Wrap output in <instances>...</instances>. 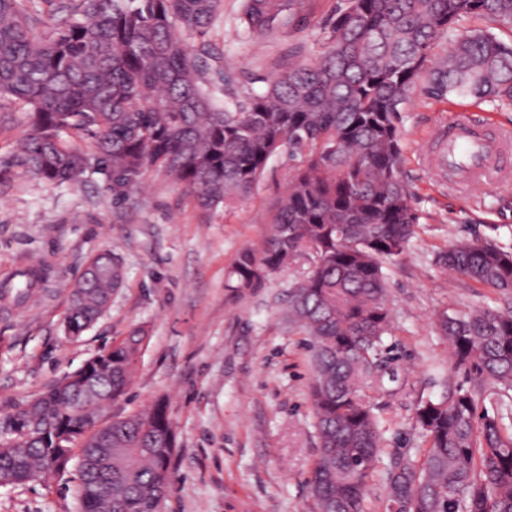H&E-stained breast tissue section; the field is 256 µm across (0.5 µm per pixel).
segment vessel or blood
Segmentation results:
<instances>
[{"instance_id": "b4317fda", "label": "vessel or blood", "mask_w": 512, "mask_h": 512, "mask_svg": "<svg viewBox=\"0 0 512 512\" xmlns=\"http://www.w3.org/2000/svg\"><path fill=\"white\" fill-rule=\"evenodd\" d=\"M445 140V164L458 179L477 185L492 173L512 174V133L475 122L462 113L449 124Z\"/></svg>"}]
</instances>
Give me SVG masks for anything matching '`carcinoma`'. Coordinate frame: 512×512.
Wrapping results in <instances>:
<instances>
[{"label":"carcinoma","mask_w":512,"mask_h":512,"mask_svg":"<svg viewBox=\"0 0 512 512\" xmlns=\"http://www.w3.org/2000/svg\"><path fill=\"white\" fill-rule=\"evenodd\" d=\"M302 0H245L243 32H283ZM223 0H77L72 19L46 37L32 32L37 0H0V96L28 109L18 155L0 164L50 183L82 182L91 141L124 195L144 172L170 175L197 205L217 211L247 200L283 147L301 154L271 215L260 249L241 252L232 277L241 292L301 260L307 272L290 317L308 336V386L317 454L307 484L313 512H371L378 479L388 512H512V409L478 415L481 382L512 390V311L485 306L441 314L450 361L474 374L420 400L412 420L428 447L384 454L382 419L369 390L386 369L392 332L383 262L402 254L419 215L402 172L400 114L416 85L431 98L512 104V44L475 30L432 53L466 16L512 20V0H347L311 61L281 66L261 93L228 89L222 54L205 36ZM225 86L214 103L207 85ZM436 264L503 296L512 294V251L488 238L461 241ZM0 298L26 305L48 271L19 273ZM123 283L117 256L83 270L69 289L66 317L83 333ZM146 336L132 330L91 358L76 392L50 385L12 416L0 441V484L45 481L78 468L80 512H158L170 488L176 434L158 401L115 417L112 435L93 432L102 404L120 400ZM101 483L112 496L90 498Z\"/></svg>","instance_id":"obj_1"}]
</instances>
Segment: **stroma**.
<instances>
[{
	"label": "stroma",
	"instance_id": "obj_1",
	"mask_svg": "<svg viewBox=\"0 0 512 512\" xmlns=\"http://www.w3.org/2000/svg\"><path fill=\"white\" fill-rule=\"evenodd\" d=\"M345 0H305L283 33L240 35L243 0H224L207 40L224 54L241 93L261 91L294 49L319 51ZM512 128V105L452 96L439 102L415 91L400 116L402 175L419 224L409 250L385 263L393 334L386 340L388 376L373 393L386 429V454L425 447L412 409L448 387L472 386L452 367L439 314L489 304L512 309L500 295L442 271L437 252L491 238L512 249V176L480 186L444 179L431 159L436 130L458 109ZM28 131L27 111L0 98V161L17 152ZM298 156L273 157L250 199L228 211L200 209L163 172H146L137 190L118 198L99 168L82 183L49 184L14 169L0 175V283L45 268L34 305L0 300V418L79 368L135 326L149 342L122 400L105 419L164 400L177 435L171 488L160 512H307V480L317 452L308 382L306 336L288 305L307 266L272 274L254 291L229 286L238 255L267 234L271 210ZM121 258L124 284L106 314L82 336L59 328L67 289L86 260L104 251ZM76 469L44 483L0 486V512H79Z\"/></svg>",
	"mask_w": 512,
	"mask_h": 512
}]
</instances>
